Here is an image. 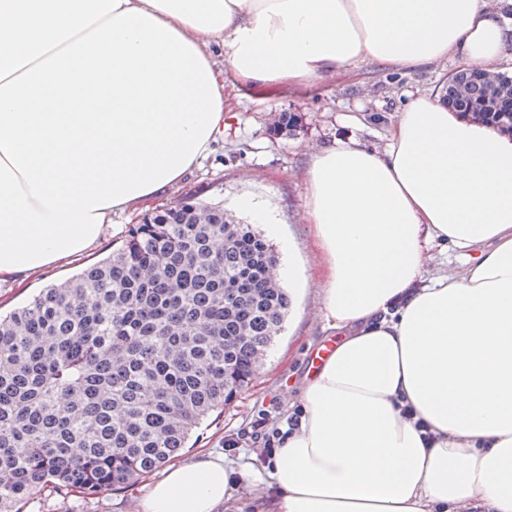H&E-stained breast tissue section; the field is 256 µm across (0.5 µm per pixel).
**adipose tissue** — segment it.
<instances>
[{
	"label": "adipose tissue",
	"mask_w": 512,
	"mask_h": 512,
	"mask_svg": "<svg viewBox=\"0 0 512 512\" xmlns=\"http://www.w3.org/2000/svg\"><path fill=\"white\" fill-rule=\"evenodd\" d=\"M448 59L512 72V18L490 0H0V281L179 184L229 128L225 80ZM306 183L324 318L345 336L281 433L273 497L199 457L141 512H225L237 481L253 512H512V138L418 90L383 149L313 151ZM437 240L468 264L427 284Z\"/></svg>",
	"instance_id": "1"
}]
</instances>
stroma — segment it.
I'll return each instance as SVG.
<instances>
[{"label": "stroma", "mask_w": 512, "mask_h": 512, "mask_svg": "<svg viewBox=\"0 0 512 512\" xmlns=\"http://www.w3.org/2000/svg\"><path fill=\"white\" fill-rule=\"evenodd\" d=\"M453 68V62L443 61L406 72L365 62L307 86L284 84L267 91L227 87L231 100L228 136L176 187L147 202L146 207L151 210L192 196L223 205L247 224L252 221L251 208L271 211L277 230L267 239L278 253L280 268L286 271L282 283L292 306L249 387L223 411L203 421L181 451V458L212 452L223 455L232 473H263V445L247 436L253 422L265 415L269 428L285 425L297 407L311 353L338 340L322 313L321 256L301 216L309 154L349 137L383 146L386 130L397 119L409 91L438 92ZM284 113L298 115L299 121L291 129L276 130L275 123ZM246 201L251 204L247 210L242 207ZM112 222L102 241L71 263L34 275L21 287L1 283L0 312L11 311L41 288L62 282L105 257L112 243L125 238L135 218L116 212ZM236 436L242 439L240 447H228V439ZM162 477L158 470L118 492L89 500L74 497L64 507L46 497L27 503L25 512H139L141 497Z\"/></svg>", "instance_id": "obj_1"}]
</instances>
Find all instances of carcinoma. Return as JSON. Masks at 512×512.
Returning a JSON list of instances; mask_svg holds the SVG:
<instances>
[{
  "instance_id": "1",
  "label": "carcinoma",
  "mask_w": 512,
  "mask_h": 512,
  "mask_svg": "<svg viewBox=\"0 0 512 512\" xmlns=\"http://www.w3.org/2000/svg\"><path fill=\"white\" fill-rule=\"evenodd\" d=\"M455 112L512 135V75L452 71ZM278 255L217 204L154 211L102 260L0 315V512L128 487L242 392L291 305Z\"/></svg>"
}]
</instances>
